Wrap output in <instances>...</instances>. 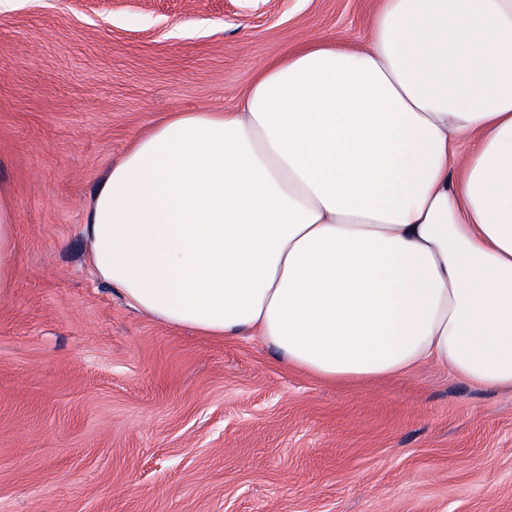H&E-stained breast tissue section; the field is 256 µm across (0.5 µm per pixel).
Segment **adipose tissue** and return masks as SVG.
Wrapping results in <instances>:
<instances>
[{"label":"adipose tissue","instance_id":"ef3b65f1","mask_svg":"<svg viewBox=\"0 0 512 512\" xmlns=\"http://www.w3.org/2000/svg\"><path fill=\"white\" fill-rule=\"evenodd\" d=\"M98 277L155 320L331 381L434 363L512 391V0H382L366 43L172 112L101 181ZM0 185V288L14 275Z\"/></svg>","mask_w":512,"mask_h":512}]
</instances>
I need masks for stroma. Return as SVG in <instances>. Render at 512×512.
I'll return each mask as SVG.
<instances>
[{"label":"stroma","instance_id":"stroma-1","mask_svg":"<svg viewBox=\"0 0 512 512\" xmlns=\"http://www.w3.org/2000/svg\"><path fill=\"white\" fill-rule=\"evenodd\" d=\"M380 0H0V512H512V392L438 366L329 384L259 338L158 323L103 284L94 190L169 112L354 48ZM15 224L12 195L0 185V288H8L14 275Z\"/></svg>","mask_w":512,"mask_h":512}]
</instances>
